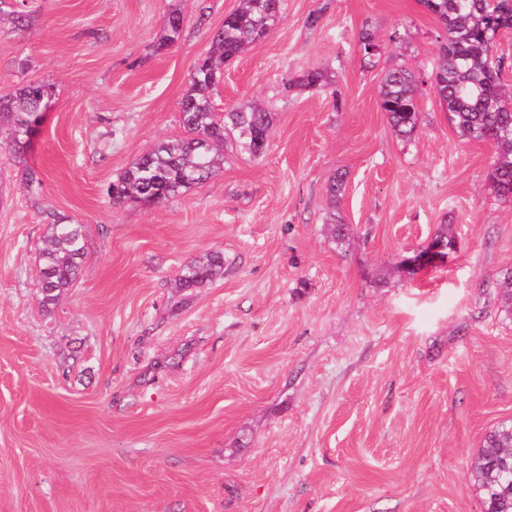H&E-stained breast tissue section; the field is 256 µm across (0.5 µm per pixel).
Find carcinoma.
<instances>
[{"instance_id": "obj_1", "label": "carcinoma", "mask_w": 512, "mask_h": 512, "mask_svg": "<svg viewBox=\"0 0 512 512\" xmlns=\"http://www.w3.org/2000/svg\"><path fill=\"white\" fill-rule=\"evenodd\" d=\"M239 7L211 33L212 51L190 74L189 87L180 102L184 136L163 140L136 157L109 187L112 202L161 203L185 194L207 181L224 166V142L228 139L255 159L266 154L273 116L252 104L224 113L212 100L224 63L244 53L278 20L284 0H239ZM441 25L436 36L439 63L435 69L436 94L446 108L460 138L487 142L495 157L488 174L499 197H512V108L498 82L501 65L492 50L498 35L512 29V0H420ZM8 17L16 30L28 26L27 14L10 0H0V19ZM181 13L168 17L167 45L180 38ZM419 77L411 70H388L379 91V106L400 136L409 138L417 129ZM52 98V86L27 82L15 93L0 97V125L6 139L0 149L22 157L42 123ZM84 225L65 217L48 224L40 253L38 292L42 303L54 304L79 278L87 255ZM224 270V254L209 252L185 265L175 287L191 293ZM512 463V425L491 431L480 449L471 479L493 512H512V484L505 479V465Z\"/></svg>"}]
</instances>
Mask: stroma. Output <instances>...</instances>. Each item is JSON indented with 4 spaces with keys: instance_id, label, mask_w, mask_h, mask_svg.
Listing matches in <instances>:
<instances>
[{
    "instance_id": "stroma-1",
    "label": "stroma",
    "mask_w": 512,
    "mask_h": 512,
    "mask_svg": "<svg viewBox=\"0 0 512 512\" xmlns=\"http://www.w3.org/2000/svg\"><path fill=\"white\" fill-rule=\"evenodd\" d=\"M238 5L24 0L28 28L0 26V96L53 88L24 159L0 157V512H479L472 463L512 424V201L427 82L440 26L421 0H285L213 95L273 112L266 155L225 147L218 175L160 204L106 194L183 136L189 75ZM397 65L425 79L409 138L379 108ZM310 68L324 87H287ZM56 214L88 249L46 307ZM445 226L446 258L404 273ZM212 250L223 275L179 293Z\"/></svg>"
}]
</instances>
